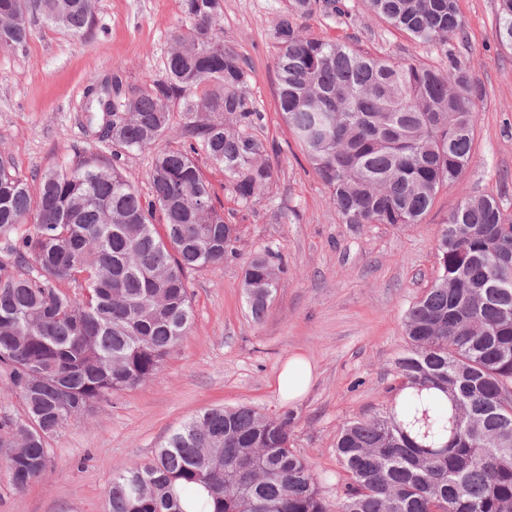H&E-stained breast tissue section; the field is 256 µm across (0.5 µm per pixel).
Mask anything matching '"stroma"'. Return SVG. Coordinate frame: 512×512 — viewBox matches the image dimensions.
Instances as JSON below:
<instances>
[{
	"label": "stroma",
	"mask_w": 512,
	"mask_h": 512,
	"mask_svg": "<svg viewBox=\"0 0 512 512\" xmlns=\"http://www.w3.org/2000/svg\"><path fill=\"white\" fill-rule=\"evenodd\" d=\"M345 15L297 18L311 36L372 55L436 67L456 58L479 94L473 155L458 181L440 191L418 224H346L331 203L278 106L276 23L285 0H222L224 38L249 64L248 92L263 114L270 193L237 204L224 173L197 162L216 206L239 225L236 259L189 276L193 325L157 380L114 395L49 438L51 468L24 490L0 471V512H106L113 477L150 461L170 433L206 408L247 405L295 418L293 446L315 471L335 475L336 434L384 403L394 361L406 349L403 318L437 275L444 221L466 197L492 195L512 216V48L495 37L499 0H457L464 41L414 44L373 14L368 0H344ZM182 0H96L84 34L32 21V35L0 48V151L16 177L38 191L40 175L74 161L77 151L119 154L127 179L149 193L152 151H117L84 126L89 86L119 76L124 89H147L164 74L170 34L182 24ZM279 250L287 270L261 321L243 290L244 266L264 248ZM313 368L299 401L281 400L274 380L293 354Z\"/></svg>",
	"instance_id": "35a3bbf8"
}]
</instances>
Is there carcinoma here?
I'll use <instances>...</instances> for the list:
<instances>
[{
    "instance_id": "obj_1",
    "label": "carcinoma",
    "mask_w": 512,
    "mask_h": 512,
    "mask_svg": "<svg viewBox=\"0 0 512 512\" xmlns=\"http://www.w3.org/2000/svg\"><path fill=\"white\" fill-rule=\"evenodd\" d=\"M512 45V0H499ZM419 43L463 33L456 0H369ZM95 0H0V47L23 44L34 8L74 34ZM342 11L340 0H289L276 27L279 110L346 224H418L469 164L477 90L467 68L372 56L314 38L294 17ZM185 24L163 77L133 94L114 81L88 95L86 129L128 150L163 139L141 195L108 161L79 154L40 177L38 195L0 152V367L25 419L0 422L3 467L23 490L51 463L47 439L119 392L158 377L193 324L187 273L237 256L196 161L224 169L237 203L269 193L262 112L247 67L224 40L221 0H183ZM181 107L180 128L172 105ZM160 214L162 224L154 223ZM33 223H27L29 216ZM281 254L244 271L253 318L275 292ZM438 274L404 317L407 349L391 399L336 437L345 472L336 499L292 448L293 417L210 408L112 480L109 512H512V217L493 196L468 197L441 229ZM254 452L237 475L238 451Z\"/></svg>"
}]
</instances>
